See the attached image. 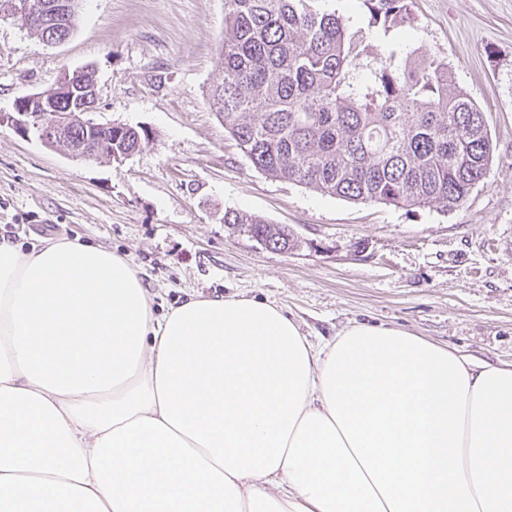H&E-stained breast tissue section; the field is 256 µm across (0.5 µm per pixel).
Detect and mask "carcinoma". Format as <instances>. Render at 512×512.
<instances>
[{
	"label": "carcinoma",
	"mask_w": 512,
	"mask_h": 512,
	"mask_svg": "<svg viewBox=\"0 0 512 512\" xmlns=\"http://www.w3.org/2000/svg\"><path fill=\"white\" fill-rule=\"evenodd\" d=\"M225 0L223 79L209 97L256 169L350 202L411 211L459 207L486 176L493 144L484 112L448 64L398 37L411 0ZM130 127L101 139L138 151ZM224 223L267 248L299 247L285 224L224 211Z\"/></svg>",
	"instance_id": "carcinoma-1"
}]
</instances>
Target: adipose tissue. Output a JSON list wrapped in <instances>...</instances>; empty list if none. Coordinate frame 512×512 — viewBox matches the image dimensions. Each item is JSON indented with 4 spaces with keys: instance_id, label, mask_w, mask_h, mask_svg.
I'll return each mask as SVG.
<instances>
[{
    "instance_id": "adipose-tissue-1",
    "label": "adipose tissue",
    "mask_w": 512,
    "mask_h": 512,
    "mask_svg": "<svg viewBox=\"0 0 512 512\" xmlns=\"http://www.w3.org/2000/svg\"><path fill=\"white\" fill-rule=\"evenodd\" d=\"M0 512H512V365L5 239Z\"/></svg>"
}]
</instances>
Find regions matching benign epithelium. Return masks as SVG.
Returning <instances> with one entry per match:
<instances>
[{
  "label": "benign epithelium",
  "instance_id": "obj_1",
  "mask_svg": "<svg viewBox=\"0 0 512 512\" xmlns=\"http://www.w3.org/2000/svg\"><path fill=\"white\" fill-rule=\"evenodd\" d=\"M23 11L27 17V26L36 28L51 41H61L65 35L49 34L62 19L67 17L72 8V0H52L49 4H42L38 0H26L22 3ZM82 72H65L57 86L62 88L69 97V111L61 112L58 108V99L52 91L34 92L19 97L14 104L13 112L0 114V123L10 122L15 131L23 136L41 137L44 128H49L51 137L66 139L69 126L78 122L84 127L85 136L80 141L70 145L67 154L73 158L90 161L94 159L97 144L103 133H112L126 128L119 123H98L89 118L98 100L97 84L81 79Z\"/></svg>",
  "mask_w": 512,
  "mask_h": 512
}]
</instances>
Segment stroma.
I'll use <instances>...</instances> for the list:
<instances>
[{"label":"stroma","mask_w":512,"mask_h":512,"mask_svg":"<svg viewBox=\"0 0 512 512\" xmlns=\"http://www.w3.org/2000/svg\"><path fill=\"white\" fill-rule=\"evenodd\" d=\"M412 43L444 58L495 147L452 211L353 203L254 168L212 109L224 0H83L49 44L0 19V113L92 67L97 121L147 129L124 163L72 158L0 124V238L98 245L127 257L157 313L186 297L272 302L310 340L393 326L492 365L512 364V0H412ZM290 226L298 250L231 232L225 210Z\"/></svg>","instance_id":"1"}]
</instances>
